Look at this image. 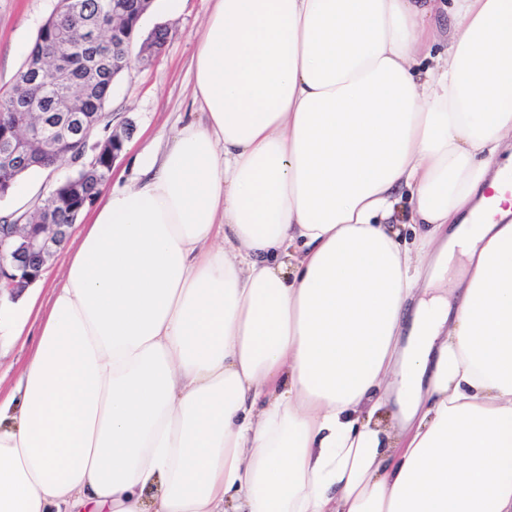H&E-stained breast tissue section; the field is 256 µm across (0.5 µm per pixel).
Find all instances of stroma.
<instances>
[{"instance_id": "1", "label": "stroma", "mask_w": 512, "mask_h": 512, "mask_svg": "<svg viewBox=\"0 0 512 512\" xmlns=\"http://www.w3.org/2000/svg\"><path fill=\"white\" fill-rule=\"evenodd\" d=\"M58 5L59 0H0V92L12 87L39 28ZM213 7L214 0H181L178 9L171 10L165 0H154L145 14L141 34L164 25L169 39L151 67L131 66L116 79L102 109L104 123L130 130L126 148L112 166L110 183L132 184L136 154L148 144L165 143L191 111L190 62Z\"/></svg>"}]
</instances>
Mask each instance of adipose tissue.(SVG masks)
I'll return each instance as SVG.
<instances>
[{"mask_svg": "<svg viewBox=\"0 0 512 512\" xmlns=\"http://www.w3.org/2000/svg\"><path fill=\"white\" fill-rule=\"evenodd\" d=\"M191 67L0 396V512H512V0H216Z\"/></svg>", "mask_w": 512, "mask_h": 512, "instance_id": "ef3b65f1", "label": "adipose tissue"}]
</instances>
